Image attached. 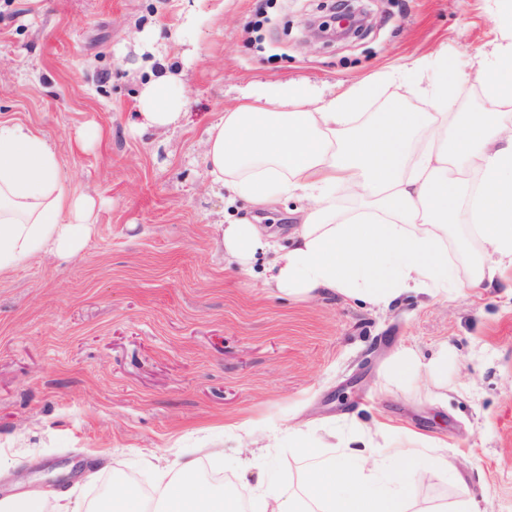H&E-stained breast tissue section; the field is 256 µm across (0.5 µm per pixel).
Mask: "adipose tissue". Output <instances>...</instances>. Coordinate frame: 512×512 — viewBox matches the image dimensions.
Returning a JSON list of instances; mask_svg holds the SVG:
<instances>
[{
  "label": "adipose tissue",
  "mask_w": 512,
  "mask_h": 512,
  "mask_svg": "<svg viewBox=\"0 0 512 512\" xmlns=\"http://www.w3.org/2000/svg\"><path fill=\"white\" fill-rule=\"evenodd\" d=\"M499 23L501 40L476 73L484 112L449 111L460 76L447 65L430 82L427 112L399 99L386 111L360 112L374 92L369 81L326 97L286 82L251 85L209 128L207 174L230 201L264 208L294 197L301 206L284 246L248 220L225 224V261L247 266L269 255L265 286L296 300L339 294L388 307L411 294L444 299L454 282L448 227L464 216L482 247L469 287L493 285L512 269V8ZM183 106L175 73L163 68L143 86L136 126L170 129ZM58 173L44 135L0 121V272L48 246L76 255L89 235L95 201L66 189ZM345 191L360 207L337 211ZM372 441L364 434L362 447L329 456L301 440L306 497L273 495L260 471L242 510L200 478L196 459L158 466L160 512H410L415 471L448 470L428 443L389 446L377 458ZM52 499L58 512H89L52 489L0 501V512H47Z\"/></svg>",
  "instance_id": "1"
}]
</instances>
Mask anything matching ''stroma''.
Listing matches in <instances>:
<instances>
[{
    "instance_id": "35a3bbf8",
    "label": "stroma",
    "mask_w": 512,
    "mask_h": 512,
    "mask_svg": "<svg viewBox=\"0 0 512 512\" xmlns=\"http://www.w3.org/2000/svg\"><path fill=\"white\" fill-rule=\"evenodd\" d=\"M322 0H0V120L54 145L59 178L99 203L80 254L41 251L0 273V494L55 487L100 512L130 484L155 488L153 456L196 458L224 491L251 497L257 471L282 495L304 494L306 437L323 447L382 428L376 446L427 439L452 469L415 475L414 505L472 500L512 512V290L467 285L480 245L450 228L457 293L388 309L340 296L275 297L265 256L226 263L222 226L250 217L206 173L215 117L251 83L349 86L370 78L362 111L405 98L415 60L447 57L461 73L454 103H487L474 76L502 30L498 0H371L348 41L307 42ZM198 27L173 42L184 14ZM167 39L180 74L174 128L132 129L150 54L144 28ZM394 70L398 81L382 73ZM97 132L87 148L84 128ZM447 351L441 374L398 377L395 353ZM277 437L241 467V426Z\"/></svg>"
}]
</instances>
